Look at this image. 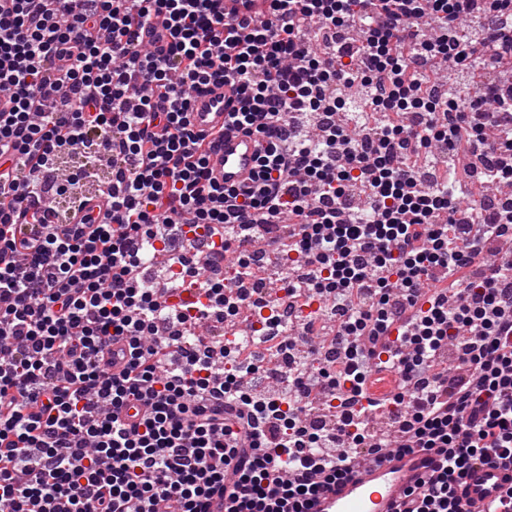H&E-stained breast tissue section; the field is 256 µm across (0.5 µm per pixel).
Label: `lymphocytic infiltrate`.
Here are the masks:
<instances>
[{"mask_svg":"<svg viewBox=\"0 0 512 512\" xmlns=\"http://www.w3.org/2000/svg\"><path fill=\"white\" fill-rule=\"evenodd\" d=\"M268 2L257 23L217 0H0V512H313L359 454L392 449L369 429L381 411L395 449L435 457L403 512H467L469 471L512 464V262L485 260L512 243V200L475 197L450 160L512 180V85H489L512 64V0ZM442 61L479 69L450 88L491 89L492 111L449 112ZM215 81L237 87L231 126L266 142L239 187L211 183L223 134L189 118ZM354 85L352 136L330 117ZM412 106L423 131L401 120ZM92 138L106 208L58 228L53 168ZM470 198L492 219L464 236L448 213ZM242 225L308 269L285 277L317 306L298 340L344 350L335 369L297 364L268 404L244 381L273 338L195 333L239 298L187 256L199 237L224 256ZM151 253L169 272L147 287ZM188 283L204 302L172 304ZM381 371L396 385L370 397ZM326 393L361 406L302 436Z\"/></svg>","mask_w":512,"mask_h":512,"instance_id":"1","label":"lymphocytic infiltrate"}]
</instances>
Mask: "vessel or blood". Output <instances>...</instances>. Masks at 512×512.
Returning <instances> with one entry per match:
<instances>
[{
  "mask_svg": "<svg viewBox=\"0 0 512 512\" xmlns=\"http://www.w3.org/2000/svg\"><path fill=\"white\" fill-rule=\"evenodd\" d=\"M226 16H255L264 12L265 0H221ZM235 89L214 82L197 93L191 121L196 129H220L223 139L210 151L207 173L220 185L243 184L254 168L263 146L262 139L224 122V109L236 101ZM434 466L430 454L417 451L392 456L379 463L360 462L352 477L324 492L314 505L315 512H396L405 488L426 478ZM512 485V469L475 466L465 489L470 512H482L485 504Z\"/></svg>",
  "mask_w": 512,
  "mask_h": 512,
  "instance_id": "obj_1",
  "label": "vessel or blood"
}]
</instances>
